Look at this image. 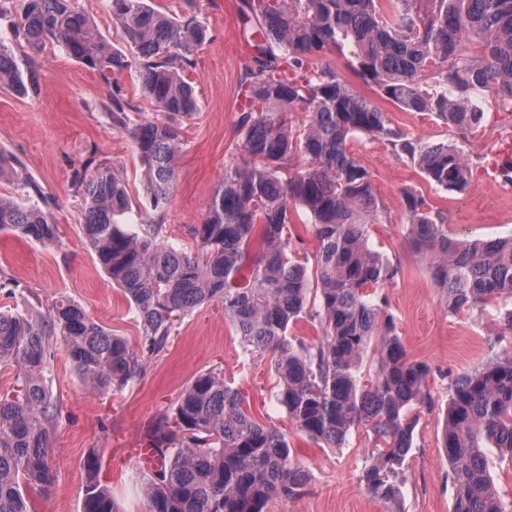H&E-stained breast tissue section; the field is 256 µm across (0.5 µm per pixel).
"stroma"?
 <instances>
[{"instance_id": "1", "label": "stroma", "mask_w": 512, "mask_h": 512, "mask_svg": "<svg viewBox=\"0 0 512 512\" xmlns=\"http://www.w3.org/2000/svg\"><path fill=\"white\" fill-rule=\"evenodd\" d=\"M238 0H155L169 14L192 13L205 23L212 39L194 53L195 65L184 77L199 101L196 115L183 119L182 148L176 159L177 180L166 209L163 243L192 252L191 234L205 220V204L224 177L225 165L241 158L238 133L239 80L247 62L240 39ZM40 86L27 95L0 88V150L16 157L40 189V206L57 226L56 239L44 245L0 232V307L10 305L8 288H16L40 307L66 295L99 324L142 350L133 305L105 273L83 229L80 197L73 174L89 162L116 168L127 184L132 208L124 217L139 230L145 217L142 165L132 140L112 126V93L121 86L132 101L134 122L159 119L144 96L135 71L118 82L103 79L47 44L36 57ZM355 90L385 112L391 125L428 142H442L447 128L428 113L405 112L363 82L336 53L319 57ZM512 137V126L495 107L486 106L484 127L465 144L477 173L465 193L430 187L417 168L384 141L359 134L348 142L358 164L370 174L382 207L381 223L372 225L369 241L398 269L381 293L396 319L397 333L409 359L430 369V405L415 408V446L407 460L400 494L392 501L375 498L362 478L369 465L373 438L365 428L352 429L344 445L322 448L296 432L274 401L275 379L268 358L251 359L224 315L222 303L201 306L186 317L160 352H144L142 371L123 390L102 394L84 385L63 350L52 351V396L58 418L49 435L56 479L35 496V512H81L91 450L102 456L101 480L124 512H144L135 486L138 450L147 428L172 406L177 394L197 374L219 369L225 381L246 397L251 414L287 434L308 481L296 498H278L264 512H450L453 489L443 447L448 387L456 375L512 349V331L496 309L449 312L434 285L426 258L409 246L403 192L421 190L439 211L449 237L461 234L490 240L512 236V194L488 182L499 138Z\"/></svg>"}]
</instances>
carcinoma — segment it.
<instances>
[{
  "label": "carcinoma",
  "mask_w": 512,
  "mask_h": 512,
  "mask_svg": "<svg viewBox=\"0 0 512 512\" xmlns=\"http://www.w3.org/2000/svg\"><path fill=\"white\" fill-rule=\"evenodd\" d=\"M126 50H114L73 0H26L18 35L39 54L46 42L102 76L135 69L161 121L132 123L112 96L113 126L134 143L143 165L151 213L143 232L115 217L130 209L123 180L106 163L73 174L83 199V225L98 262L134 306L143 345L161 349L194 309L224 304L244 349L270 354L275 399L298 431L328 448L367 427L377 442L363 480L393 500L414 448L412 407L429 402L428 369L406 357L385 298L367 292L397 275L368 245L380 205L370 174L349 152L356 134L390 144L431 185L465 191L472 169L454 142L428 143L389 123L336 70L316 65L326 51L345 57L364 82L406 112H429L453 134L473 136L484 122L480 96L512 118V0H239L249 64L241 80L238 123L242 162L224 167L193 229L191 254L160 241L176 182L179 120L198 112L183 71L211 40L195 16L175 17L153 0H108ZM0 87L38 89L33 58L20 60L0 39ZM308 121L295 131L287 112ZM411 247L425 254L448 309L486 308L512 299V237L451 240L415 190L403 192ZM312 219L314 270L291 249L290 205ZM0 231L47 244L56 225L36 203L0 198ZM0 311V365L18 369L17 389L0 396V512H31L29 496L56 478L48 438L57 418L50 395L48 352L60 345L76 373L106 392L131 382L141 356L72 298L61 295L42 313L28 296ZM303 319L321 340L305 345L290 334ZM374 378L361 376L364 359ZM242 392L224 372L194 377L149 429L159 469L139 476L146 512H264L280 496H297L306 473L288 436L244 410ZM453 488L451 512H504L492 483L496 463L512 465V351L461 374L449 386L443 436ZM498 450L491 459L486 449ZM82 512H122L99 479L90 452Z\"/></svg>",
  "instance_id": "1"
}]
</instances>
